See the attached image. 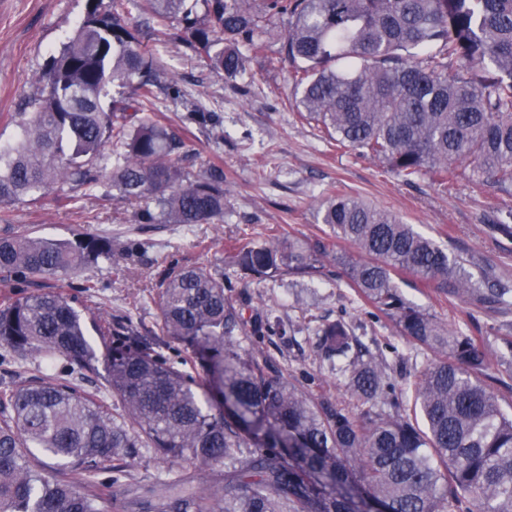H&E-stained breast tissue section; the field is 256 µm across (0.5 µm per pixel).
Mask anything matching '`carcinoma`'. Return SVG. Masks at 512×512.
<instances>
[{"label": "carcinoma", "mask_w": 512, "mask_h": 512, "mask_svg": "<svg viewBox=\"0 0 512 512\" xmlns=\"http://www.w3.org/2000/svg\"><path fill=\"white\" fill-rule=\"evenodd\" d=\"M129 0H89L73 36L51 56L18 139L0 146V206L36 201L51 188L92 191L110 180L139 204L141 224L224 222V173L192 176L185 143L148 107L160 66L128 21ZM139 0L153 35L181 18L206 66L234 82L247 50L272 68L288 65L298 112L336 145L383 162L402 181L448 186L453 163L470 159L483 182L512 191V0ZM288 18L276 55L268 21ZM115 83L128 94L101 97ZM333 237L362 255L334 257L399 335L439 358L398 383L350 335L323 326L317 348L346 363L357 405L346 408L266 371L262 338L283 336L270 317L244 348L241 312L224 267L169 266L152 297L153 328L132 317L99 318L107 337L108 390L125 414L53 374L56 363L95 369L82 313L63 293L0 303V345L40 359L47 373L0 389V512H102L112 489L139 480L127 458L152 448L181 471L150 488L153 512H512V412L487 384L474 337L409 302L394 281L409 274L493 316L512 306V287L486 267L418 234L391 211L357 196L321 204ZM311 250L276 235L234 247V263L262 282L313 277ZM112 239L58 240L0 234V285L62 277L116 262ZM165 336L146 343L143 334ZM176 344L187 358L165 353ZM103 472L107 482H96Z\"/></svg>", "instance_id": "1"}]
</instances>
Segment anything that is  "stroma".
Masks as SVG:
<instances>
[{
    "label": "stroma",
    "mask_w": 512,
    "mask_h": 512,
    "mask_svg": "<svg viewBox=\"0 0 512 512\" xmlns=\"http://www.w3.org/2000/svg\"><path fill=\"white\" fill-rule=\"evenodd\" d=\"M88 0H0V144L13 143L20 129L19 114L39 87V78L56 53L84 19ZM170 40H150L165 82H175L179 96L161 88L153 100L158 120L186 143L190 172L206 164L224 171L226 212L219 224H140L135 207L122 200L111 183L68 199L69 187L46 192L35 204L0 206V230L69 239L76 234L109 236L135 249L120 265L101 264L66 278L17 281L0 287V298L22 297L40 291L63 290L74 298L86 317L132 315L152 327L155 307L149 294L157 276L168 266L207 265L223 260L234 287L229 294L246 324L272 315L288 328L283 336L265 337L270 368L288 380L348 402L344 377L332 374L316 348L317 319L343 318L361 337L371 354L386 358L390 372L403 379L434 359L432 351L403 346L391 354L385 344L397 340L387 319L369 320L364 301L331 260V253H351L349 244L332 237L320 224L321 201L337 195H359L412 224L415 231L452 247L479 264H491L512 280V238L493 232L499 209L512 207V195L479 182L471 161H457L456 182L441 187L422 179L408 184L379 162L336 148L315 124L299 118L288 71L271 68L264 59L249 58L238 84L198 62L193 51L177 40L180 21H172ZM215 115L216 123L202 124L193 112ZM275 233L307 246L324 243L329 252L321 273L306 279L266 281L239 287L243 273L234 264L228 243ZM395 283L416 305L436 314L450 328L474 336L488 359L489 385L504 411H512V366L503 364L512 346L497 331L512 323V309L486 317L460 299L423 287L401 274Z\"/></svg>",
    "instance_id": "stroma-1"
}]
</instances>
